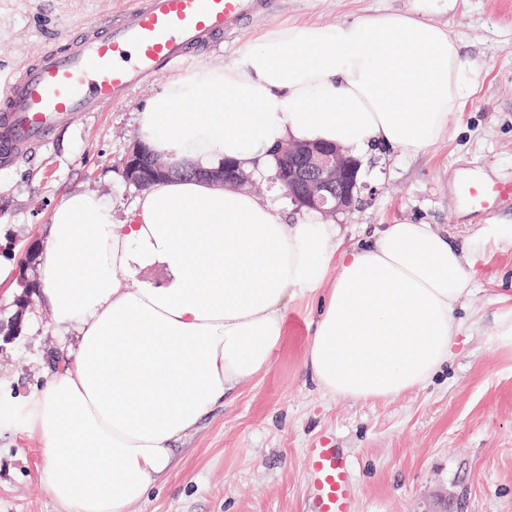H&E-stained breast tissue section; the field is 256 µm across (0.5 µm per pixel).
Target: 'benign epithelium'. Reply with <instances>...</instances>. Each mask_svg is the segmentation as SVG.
Returning <instances> with one entry per match:
<instances>
[{
    "instance_id": "obj_1",
    "label": "benign epithelium",
    "mask_w": 512,
    "mask_h": 512,
    "mask_svg": "<svg viewBox=\"0 0 512 512\" xmlns=\"http://www.w3.org/2000/svg\"><path fill=\"white\" fill-rule=\"evenodd\" d=\"M280 155L290 172L281 189L300 207L329 216L351 208L361 193V164L340 146L289 141L280 147ZM143 157L144 152L134 149L124 158L125 175L139 189L148 185L140 171ZM210 177L229 190L258 185L252 172L232 161Z\"/></svg>"
}]
</instances>
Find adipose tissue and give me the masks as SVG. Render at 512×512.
Segmentation results:
<instances>
[{"label": "adipose tissue", "mask_w": 512, "mask_h": 512, "mask_svg": "<svg viewBox=\"0 0 512 512\" xmlns=\"http://www.w3.org/2000/svg\"><path fill=\"white\" fill-rule=\"evenodd\" d=\"M472 69L446 27L408 12L276 25L229 64L171 78L140 107L139 139L200 170L227 158L269 169L287 139L418 153L447 134ZM112 212L111 197L86 192L51 212L37 289L53 333L77 347L12 416L37 440V478L63 512H130L176 442L268 369L289 297L327 275L305 358L325 393L421 386L456 343L473 262L432 225L387 224L345 247L335 225L286 224L268 201L199 178L141 190L125 223Z\"/></svg>", "instance_id": "ef3b65f1"}]
</instances>
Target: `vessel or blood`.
<instances>
[{"label": "vessel or blood", "instance_id": "obj_1", "mask_svg": "<svg viewBox=\"0 0 512 512\" xmlns=\"http://www.w3.org/2000/svg\"><path fill=\"white\" fill-rule=\"evenodd\" d=\"M277 0H126L123 10L77 28L0 79V165L9 166L51 135L105 105L126 103L142 83L250 17L275 11ZM470 209L512 208V181L464 178ZM306 512H355L357 485L343 449L306 451Z\"/></svg>", "mask_w": 512, "mask_h": 512}]
</instances>
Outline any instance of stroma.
I'll return each instance as SVG.
<instances>
[{
  "instance_id": "1",
  "label": "stroma",
  "mask_w": 512,
  "mask_h": 512,
  "mask_svg": "<svg viewBox=\"0 0 512 512\" xmlns=\"http://www.w3.org/2000/svg\"><path fill=\"white\" fill-rule=\"evenodd\" d=\"M123 0H0V77L47 40L118 9ZM411 11L458 37L474 64L471 88L448 135L418 154L380 145L361 155L356 207L332 218L344 245L367 241L385 224L434 225L474 257L472 290L457 312L460 333L447 363L425 385L388 398L355 401L322 391L305 364L307 341L328 294L289 299L285 335L271 366L244 379L178 444L171 472L131 512H305L304 449L334 439L358 486L357 512H512V213L458 205L457 178L484 171L512 176V0H454L426 11L421 0H278L219 47L175 67L228 62L238 42L274 25H332L360 15ZM157 78L130 102L92 112L61 129L13 167H0V512H62L40 485L35 439L16 435L6 408L55 364L59 341L40 301L18 309L22 277H33L29 248L67 194L110 196L123 221L137 190L123 158L139 141L138 109L164 85Z\"/></svg>"
}]
</instances>
